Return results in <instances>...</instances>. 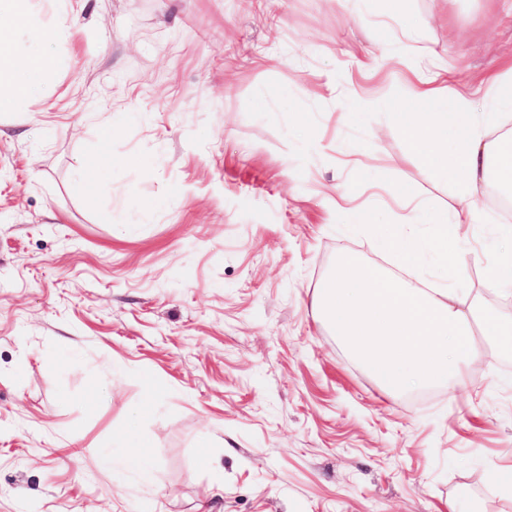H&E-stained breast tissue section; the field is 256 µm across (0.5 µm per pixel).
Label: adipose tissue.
Here are the masks:
<instances>
[{"instance_id": "adipose-tissue-1", "label": "adipose tissue", "mask_w": 512, "mask_h": 512, "mask_svg": "<svg viewBox=\"0 0 512 512\" xmlns=\"http://www.w3.org/2000/svg\"><path fill=\"white\" fill-rule=\"evenodd\" d=\"M76 24L69 0H0V112H20L40 95L59 61L51 46ZM36 44L20 47L26 29ZM407 79L425 112L392 113L427 174L457 189L454 205L429 210L417 205L386 224L383 249L407 264L432 256L435 286L423 288L356 259L339 260L316 296V309L351 355L390 392L444 385L455 389L479 355L477 330L512 343V316L490 308L465 288L461 259L469 227L493 218L474 202L486 182L512 190V131L491 135L493 112L480 110L474 91L431 70L427 50L414 48ZM429 225L417 235L416 225Z\"/></svg>"}]
</instances>
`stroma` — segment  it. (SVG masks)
Wrapping results in <instances>:
<instances>
[{
	"label": "stroma",
	"instance_id": "obj_1",
	"mask_svg": "<svg viewBox=\"0 0 512 512\" xmlns=\"http://www.w3.org/2000/svg\"><path fill=\"white\" fill-rule=\"evenodd\" d=\"M70 7L67 65L0 112V512H512V354L390 395L313 307L342 256L392 268L397 200L454 202L386 116L420 108L386 12L475 85L512 0ZM507 224L471 228L468 287ZM128 431L150 480L105 462ZM336 221L340 224H365L361 207L355 204L347 194L336 192Z\"/></svg>",
	"mask_w": 512,
	"mask_h": 512
}]
</instances>
